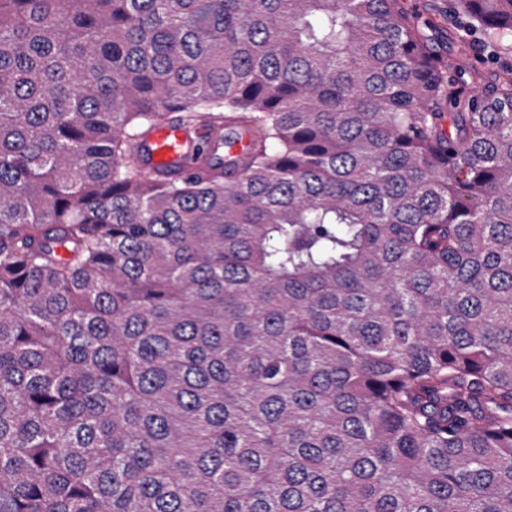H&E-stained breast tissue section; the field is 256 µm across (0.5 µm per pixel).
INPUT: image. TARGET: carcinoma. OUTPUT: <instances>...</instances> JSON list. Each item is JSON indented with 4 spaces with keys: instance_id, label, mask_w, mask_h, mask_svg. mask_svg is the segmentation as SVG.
I'll return each mask as SVG.
<instances>
[{
    "instance_id": "cac0c4a2",
    "label": "carcinoma",
    "mask_w": 512,
    "mask_h": 512,
    "mask_svg": "<svg viewBox=\"0 0 512 512\" xmlns=\"http://www.w3.org/2000/svg\"><path fill=\"white\" fill-rule=\"evenodd\" d=\"M0 512H512V0H0ZM134 147L144 158L143 171L147 176H156L161 171L182 175L190 169L201 170L207 163L206 146L200 133L175 122L156 125Z\"/></svg>"
}]
</instances>
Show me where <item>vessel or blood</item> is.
<instances>
[{
	"label": "vessel or blood",
	"instance_id": "obj_1",
	"mask_svg": "<svg viewBox=\"0 0 512 512\" xmlns=\"http://www.w3.org/2000/svg\"><path fill=\"white\" fill-rule=\"evenodd\" d=\"M135 148L144 158L145 175L168 171L182 174L203 169L207 163L206 146L199 132L173 122L156 125Z\"/></svg>",
	"mask_w": 512,
	"mask_h": 512
}]
</instances>
